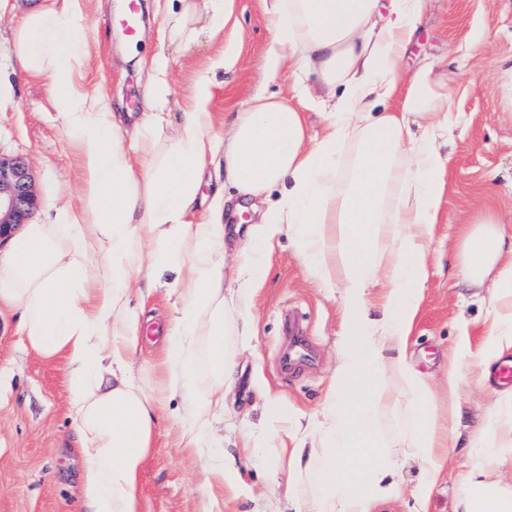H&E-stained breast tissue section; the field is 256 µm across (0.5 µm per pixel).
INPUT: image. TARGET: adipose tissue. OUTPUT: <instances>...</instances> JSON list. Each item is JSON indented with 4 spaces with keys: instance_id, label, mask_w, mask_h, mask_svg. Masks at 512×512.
<instances>
[{
    "instance_id": "obj_1",
    "label": "adipose tissue",
    "mask_w": 512,
    "mask_h": 512,
    "mask_svg": "<svg viewBox=\"0 0 512 512\" xmlns=\"http://www.w3.org/2000/svg\"><path fill=\"white\" fill-rule=\"evenodd\" d=\"M261 3L275 41L260 70L269 76L286 65L297 80L284 97L254 91L219 131L209 110V75L234 65L233 47L208 60L174 127L166 118V60L156 56L149 112L127 128L108 93L74 84L91 55L81 34L82 0H48L14 33L24 70L56 81L55 108L77 150L82 184L79 205L57 210L53 223L25 225L0 253V302L18 312L29 348L65 361L86 512H140L141 469L157 416L173 396L185 401L180 447L209 457L218 445L215 425L236 366L224 335H255L252 300L285 238L308 277L339 294L338 363L316 414L289 415L262 390V417L241 428L239 447L252 454L272 443L288 449L286 473L271 477L284 479L297 512H375L380 501L405 493L425 505L459 437L456 370L448 372L443 424L431 379L411 353L446 193L450 124L448 87L432 65L399 79L426 2ZM232 4L167 0L166 33L190 41L201 9L220 29ZM318 100L327 111L313 135L302 111ZM214 173L224 182L204 194ZM255 201L265 205L258 223L244 237L231 235L226 213L242 215ZM496 222L484 217L463 236L470 284L497 274L479 350L465 334L455 345L457 359L482 371L512 350V244ZM159 292L172 311L162 370L147 379L135 364L143 307ZM200 350L211 374L203 393L194 365ZM391 371L400 378L395 393L381 384ZM400 397L413 405L414 420L395 458L380 442L378 412ZM489 421L494 436L469 441L455 512H512V492L488 480L497 438L512 435V394L496 399ZM405 460L419 466L408 490L398 477ZM206 477L245 496L253 492L232 457L210 459Z\"/></svg>"
}]
</instances>
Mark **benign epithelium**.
Masks as SVG:
<instances>
[{"mask_svg": "<svg viewBox=\"0 0 512 512\" xmlns=\"http://www.w3.org/2000/svg\"><path fill=\"white\" fill-rule=\"evenodd\" d=\"M38 204L28 161L0 157V243L29 222Z\"/></svg>", "mask_w": 512, "mask_h": 512, "instance_id": "1", "label": "benign epithelium"}]
</instances>
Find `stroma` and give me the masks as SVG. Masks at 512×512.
I'll list each match as a JSON object with an SVG mask.
<instances>
[{
  "instance_id": "stroma-1",
  "label": "stroma",
  "mask_w": 512,
  "mask_h": 512,
  "mask_svg": "<svg viewBox=\"0 0 512 512\" xmlns=\"http://www.w3.org/2000/svg\"><path fill=\"white\" fill-rule=\"evenodd\" d=\"M41 0H0V155L27 158L41 206L33 220L47 223L58 207L74 200L80 169L55 108L51 77L23 71L14 54L13 37L23 17ZM127 0H87L84 35L94 44L91 59L77 77L85 91L105 88L118 112H143L144 95L156 53H164L171 87L169 119L179 123L195 83L209 57L235 45L233 67L216 75L210 110L216 123L239 111L256 86L272 94L287 92L291 72L262 79L259 65L273 31L260 0H234L233 16L219 32L198 29L186 45L161 41L166 0H144L143 36L135 48L106 19L120 16ZM434 64L448 84L457 119L448 142L447 192L436 226L437 252L430 264L425 300L412 338L414 361L435 376L438 409H446L442 384L460 331L479 348L488 319V289L463 287L465 272L461 232L483 215H493L512 232V0H426L410 46L404 73ZM252 311L256 336L228 344L237 364V380L226 398L223 454H234L236 425L257 400L256 384L265 381L286 402L289 412L312 414L324 398L339 329L337 299L325 296L307 278L289 245L273 255L258 288ZM298 319L307 350L291 372L280 368V352L289 319ZM18 313L0 303V512H84L79 478L84 462L78 452L76 422L68 409L62 359L46 360L27 348L18 328ZM503 392L494 381L476 384L470 366H462L459 385L460 439L450 451L455 466L466 463V444L474 435L491 434L488 415ZM183 400L174 397L170 414L156 426L140 474L141 512H295L282 488L270 480L286 464L280 449L266 448L261 461L242 462L254 494L209 486L203 458L178 444L174 417Z\"/></svg>"
}]
</instances>
